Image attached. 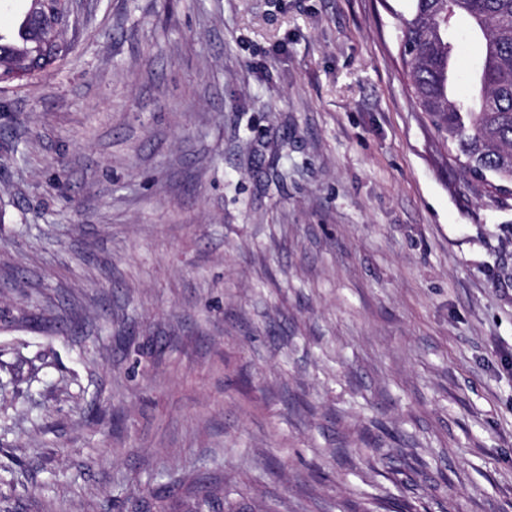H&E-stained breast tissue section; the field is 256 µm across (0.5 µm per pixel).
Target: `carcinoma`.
I'll return each instance as SVG.
<instances>
[{
  "instance_id": "1",
  "label": "carcinoma",
  "mask_w": 512,
  "mask_h": 512,
  "mask_svg": "<svg viewBox=\"0 0 512 512\" xmlns=\"http://www.w3.org/2000/svg\"><path fill=\"white\" fill-rule=\"evenodd\" d=\"M470 21L478 46L476 66L455 67L461 43L457 18ZM400 44L414 51L405 60L410 92L420 111L466 174L467 190L496 199L512 194V0H414L409 16L398 17ZM68 46L45 51L25 20V42L16 47L0 37V55L21 59L26 71H42Z\"/></svg>"
}]
</instances>
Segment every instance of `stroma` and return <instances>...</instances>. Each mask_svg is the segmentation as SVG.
I'll return each instance as SVG.
<instances>
[{"label": "stroma", "instance_id": "1", "mask_svg": "<svg viewBox=\"0 0 512 512\" xmlns=\"http://www.w3.org/2000/svg\"><path fill=\"white\" fill-rule=\"evenodd\" d=\"M412 0H73L0 84V512H512V195Z\"/></svg>", "mask_w": 512, "mask_h": 512}]
</instances>
